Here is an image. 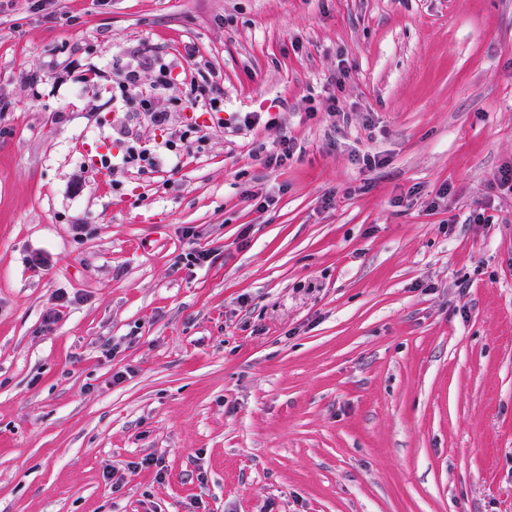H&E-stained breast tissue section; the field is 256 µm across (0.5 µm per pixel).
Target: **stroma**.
Listing matches in <instances>:
<instances>
[{
  "label": "stroma",
  "mask_w": 512,
  "mask_h": 512,
  "mask_svg": "<svg viewBox=\"0 0 512 512\" xmlns=\"http://www.w3.org/2000/svg\"><path fill=\"white\" fill-rule=\"evenodd\" d=\"M0 101V512H512V0H0ZM148 69L151 72L149 90L145 94L140 90L141 71ZM117 80L112 84V101L125 102L130 92L139 89L138 105L145 112L151 122L157 126H166L170 119L169 109H160L155 106V100L168 89L173 81V69L164 59L152 55L140 54L136 64H128L118 70ZM190 71L189 94L180 102H176L178 107L186 108L202 103L207 106L209 112L215 116L219 112H224V87L217 82L200 84L193 76V69L188 65ZM191 131L183 132L177 139H168L160 144H151L139 139H128L121 156L102 154L98 169L109 174L116 168L136 169L139 172L154 171L162 155L180 157L190 147Z\"/></svg>",
  "instance_id": "35a3bbf8"
}]
</instances>
